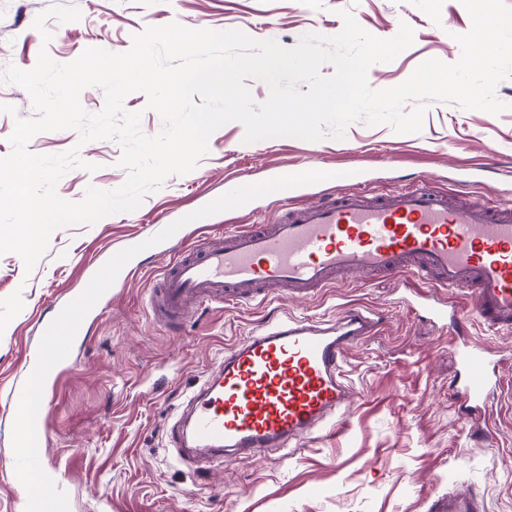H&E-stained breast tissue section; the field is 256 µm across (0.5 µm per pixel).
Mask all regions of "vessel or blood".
Wrapping results in <instances>:
<instances>
[{
	"label": "vessel or blood",
	"instance_id": "vessel-or-blood-1",
	"mask_svg": "<svg viewBox=\"0 0 512 512\" xmlns=\"http://www.w3.org/2000/svg\"><path fill=\"white\" fill-rule=\"evenodd\" d=\"M174 258L150 295L156 321L179 325L201 306L252 301L284 288L286 300L333 286L340 273L396 278L412 272L432 288L465 290L474 315L512 332V206H452L428 186L375 195L358 189L282 211L273 227L247 225L192 243L169 238ZM376 323L356 307L336 319L288 316L225 349L187 417L169 429L176 450L194 449L220 463L246 461L272 449L290 451L320 432L349 404L347 351ZM463 378L455 390L471 429L504 391L491 350L460 352ZM433 512H481L473 492H449Z\"/></svg>",
	"mask_w": 512,
	"mask_h": 512
}]
</instances>
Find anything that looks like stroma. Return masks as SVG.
Here are the masks:
<instances>
[{"mask_svg":"<svg viewBox=\"0 0 512 512\" xmlns=\"http://www.w3.org/2000/svg\"><path fill=\"white\" fill-rule=\"evenodd\" d=\"M77 7L78 21L47 19L43 44L33 23L54 2ZM379 38L401 24L413 43L392 62L373 65L369 84L404 82L423 61L459 60L457 35L471 18L461 0H0V70L32 69L40 50L69 63L89 47L122 53L134 34L173 21L190 29L240 30L295 46L302 35L339 33L341 11ZM507 110L493 115L452 103L429 104L423 128L400 134L386 123H352L344 139L280 138L248 143L241 123L209 139L196 168L170 176L132 212L92 225L56 230L45 254L26 269L14 252L0 255V512H25L27 492L14 471L15 395L29 377L42 319L55 318L88 265L103 267L135 237L157 231L228 191L274 175L311 170L333 177L267 194L239 208L188 221V238L215 237L228 227L268 224L289 205L313 202L315 193L367 189L386 193L420 182L497 204L512 201V78L496 88ZM0 158L16 117L35 114L28 93L0 84ZM35 154L78 149L96 171L75 168L59 181V195L81 200L88 187L112 190L125 180L120 144L80 143L73 130L34 135ZM170 258L164 244L133 258L138 275L114 283L84 340L72 345V363L48 394L43 448L70 512H428L430 496L448 488H475L487 512H512V405H499L484 438L462 416L452 388L459 381L457 352L478 344L496 351L502 383L512 382V335L469 318L465 334L453 320L424 308L426 283L352 275L303 300L277 296L259 304L200 307L180 329L155 323L147 309L152 279ZM349 306L371 312L373 336L347 353L344 371L355 393L341 425H328L287 454L228 465L182 462L168 444L169 427L186 397L201 386L227 347L285 315L335 318Z\"/></svg>","mask_w":512,"mask_h":512,"instance_id":"obj_1","label":"stroma"}]
</instances>
